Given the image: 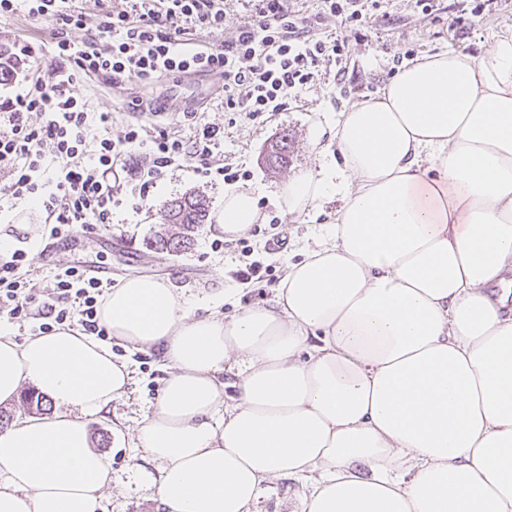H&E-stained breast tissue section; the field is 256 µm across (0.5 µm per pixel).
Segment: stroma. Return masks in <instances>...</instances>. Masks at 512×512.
Masks as SVG:
<instances>
[{"mask_svg": "<svg viewBox=\"0 0 512 512\" xmlns=\"http://www.w3.org/2000/svg\"><path fill=\"white\" fill-rule=\"evenodd\" d=\"M511 29L512 0H441L440 10L430 14L416 8L414 0H380L373 11L371 38L349 42L344 82H336L330 73L318 76L289 100L287 111L271 112L254 121L225 111L224 79L218 75L163 78L148 89L131 81L115 85L103 76L77 73V93L89 112L110 113V131L115 136L127 122L138 118L134 105L140 100L159 99L165 111L157 117V125L186 139L194 132L182 123L184 111L205 113L207 123L218 129L211 145L213 166L229 164L248 170V184L261 190L258 203L266 220L246 236L252 253L245 257L237 249L215 247L205 224L185 250L158 253L151 248L161 228L163 207L170 200L188 193L205 195L214 215L224 205V183L209 181L188 168L167 171L146 206L131 186H124L118 204L112 207L111 222L75 229V242L66 244L51 236L45 213L33 203L0 196V233L12 237L15 248L52 254V262L34 263L29 271L30 279L44 288L53 287L58 269L106 265L116 285L133 273L168 281L192 301L198 316L214 310L231 313L256 304L270 298L273 288L240 283L235 271L252 258L271 266L275 278H283L288 263L302 259L305 248L321 242L325 227L334 219V206L310 216L296 215L286 212L275 199L276 190L299 172L317 167L323 152L330 150L327 137L321 147L311 146L312 125L333 122L344 107L376 95L399 70L397 57L405 51L418 57L446 50L477 57L492 34ZM51 30V22L32 19L24 12L0 20V49L20 55L15 73L0 81V96L20 91L25 76L50 63ZM285 130L293 136V152L287 169L275 171L268 165L267 150ZM276 235L285 237L287 246L280 253H267L266 242ZM112 352L129 363L132 379L126 396L112 402L107 417L90 425L94 447L112 460V483L101 512H158L149 488L153 466L146 462L140 471H133L130 457L141 420L155 402L167 369L160 355L151 350L116 344ZM309 491L306 478L273 482L263 490L257 512H297Z\"/></svg>", "mask_w": 512, "mask_h": 512, "instance_id": "obj_1", "label": "stroma"}]
</instances>
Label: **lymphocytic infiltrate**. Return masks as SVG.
<instances>
[{
	"mask_svg": "<svg viewBox=\"0 0 512 512\" xmlns=\"http://www.w3.org/2000/svg\"><path fill=\"white\" fill-rule=\"evenodd\" d=\"M21 10L52 22L55 54L25 90L0 101V170L10 175L5 191L37 202L56 237L78 224L106 223L122 189L118 168L135 148L148 157L138 175L144 202L166 169L185 161L193 162L196 174L222 176L228 185L239 177L229 165L211 168L215 131L197 111L183 114L184 124L199 131L189 141L139 123L112 136L109 114L92 117L75 92L77 72L144 87L164 77L218 74L225 111L255 120L286 110L322 63L335 64L336 80H344L350 39H362L372 28L369 0H318V17L339 25L334 36L315 33L296 0H243L236 18L226 0H129L109 13L104 33L80 41L76 34L85 20L71 0H0V18ZM219 28L223 47H187L188 38ZM50 155L58 162L52 174L46 166ZM34 260L23 249L0 254V320L25 316L41 333L67 325L105 337L99 319L104 283L69 266L56 273L53 288L42 290L21 276Z\"/></svg>",
	"mask_w": 512,
	"mask_h": 512,
	"instance_id": "f902f5d3",
	"label": "lymphocytic infiltrate"
}]
</instances>
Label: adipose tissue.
<instances>
[{"instance_id":"obj_1","label":"adipose tissue","mask_w":512,"mask_h":512,"mask_svg":"<svg viewBox=\"0 0 512 512\" xmlns=\"http://www.w3.org/2000/svg\"><path fill=\"white\" fill-rule=\"evenodd\" d=\"M334 137L335 160L278 192L298 215L340 206L270 302L197 317L140 274L105 295L113 342L169 369L136 441L153 498L257 512L265 483L309 475L299 512H512V32L411 61ZM264 219L238 187L213 229ZM130 380L77 330L0 336V405L30 382L58 409L0 429V512H99L112 461L85 419Z\"/></svg>"}]
</instances>
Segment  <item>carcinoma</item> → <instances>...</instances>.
<instances>
[{
    "mask_svg": "<svg viewBox=\"0 0 512 512\" xmlns=\"http://www.w3.org/2000/svg\"><path fill=\"white\" fill-rule=\"evenodd\" d=\"M288 134H283L271 145L270 163L276 168L288 166L290 157ZM209 201L199 194H189L172 200L164 210V223L173 227L170 232L156 236L151 247L162 253L178 252L190 245L192 233L199 225L207 223Z\"/></svg>",
    "mask_w": 512,
    "mask_h": 512,
    "instance_id": "cac0c4a2",
    "label": "carcinoma"
}]
</instances>
